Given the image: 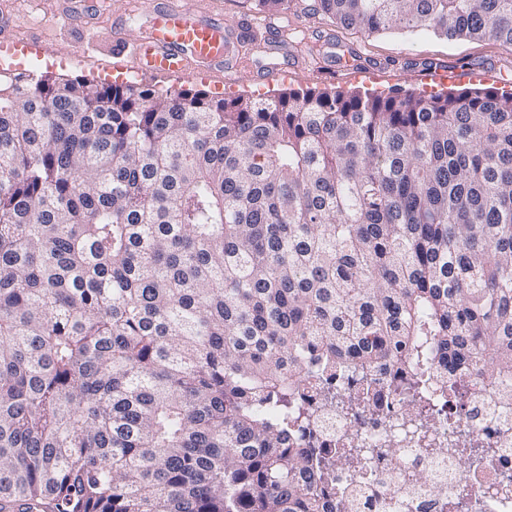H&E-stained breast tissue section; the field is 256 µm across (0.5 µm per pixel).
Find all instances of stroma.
Listing matches in <instances>:
<instances>
[{"instance_id": "35a3bbf8", "label": "stroma", "mask_w": 512, "mask_h": 512, "mask_svg": "<svg viewBox=\"0 0 512 512\" xmlns=\"http://www.w3.org/2000/svg\"><path fill=\"white\" fill-rule=\"evenodd\" d=\"M195 16L235 23L238 64L221 79L148 78L152 89H191L259 95L269 91L352 92L429 89V74L443 71L447 86L499 88L512 79V48L490 40L446 39L428 30L369 35L345 29L321 13L314 0H291L288 11L267 15L256 0H178ZM13 19V35L39 39L45 52L28 57L34 76L115 83L113 47L141 37L150 26L151 0H0Z\"/></svg>"}]
</instances>
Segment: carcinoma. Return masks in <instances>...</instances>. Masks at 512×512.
<instances>
[{"mask_svg": "<svg viewBox=\"0 0 512 512\" xmlns=\"http://www.w3.org/2000/svg\"><path fill=\"white\" fill-rule=\"evenodd\" d=\"M512 47V0H317ZM512 388V92L0 74V512H320L307 384Z\"/></svg>", "mask_w": 512, "mask_h": 512, "instance_id": "carcinoma-1", "label": "carcinoma"}]
</instances>
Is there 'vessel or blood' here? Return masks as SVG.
<instances>
[{
    "mask_svg": "<svg viewBox=\"0 0 512 512\" xmlns=\"http://www.w3.org/2000/svg\"><path fill=\"white\" fill-rule=\"evenodd\" d=\"M8 22L0 16V54L17 57L39 49L36 40L18 41L6 35ZM230 26L200 20L178 8L174 0L153 10L149 32L124 46L126 71L140 77L193 76L199 70L220 71L230 57Z\"/></svg>",
    "mask_w": 512,
    "mask_h": 512,
    "instance_id": "b4317fda",
    "label": "vessel or blood"
}]
</instances>
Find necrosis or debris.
I'll use <instances>...</instances> for the list:
<instances>
[{
  "instance_id": "4bbe7bcc",
  "label": "necrosis or debris",
  "mask_w": 512,
  "mask_h": 512,
  "mask_svg": "<svg viewBox=\"0 0 512 512\" xmlns=\"http://www.w3.org/2000/svg\"><path fill=\"white\" fill-rule=\"evenodd\" d=\"M454 386L448 417L428 420L387 364L366 389L337 379L331 401L308 389L314 434L352 458L334 473L344 497L314 488L324 512H512V398L479 366L455 377ZM462 448L474 449L473 465L464 466ZM409 470L442 480L447 503L429 486L408 482Z\"/></svg>"
}]
</instances>
